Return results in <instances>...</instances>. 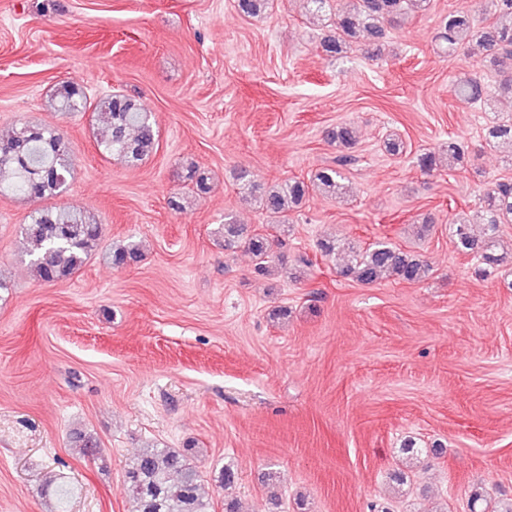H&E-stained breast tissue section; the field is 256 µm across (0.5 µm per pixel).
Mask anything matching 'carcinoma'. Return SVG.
<instances>
[{
    "label": "carcinoma",
    "instance_id": "1",
    "mask_svg": "<svg viewBox=\"0 0 512 512\" xmlns=\"http://www.w3.org/2000/svg\"><path fill=\"white\" fill-rule=\"evenodd\" d=\"M308 13L326 25L329 34L321 42L322 51L339 58L350 43L364 39V52L373 60L381 56L387 28L400 25L412 12L426 9L429 0H354L349 9L334 7V0H305ZM268 7V0H237V8L245 16H257ZM493 16L486 26L477 24L465 8L448 13L442 20L439 39L448 52L469 53L477 45L483 57L498 74L490 88L476 78L460 79L453 84L455 95L479 103L501 114V118L483 128L489 144L512 146V0H488ZM57 112L92 111L94 137L100 154L136 166L157 149L158 130L152 114L137 99L115 92L92 102L79 87L63 83L53 94ZM328 141L351 149L356 144V131L340 125L327 131ZM448 170L462 166L465 146L451 141L446 147ZM75 152L68 137L52 125L23 124L0 134V196L21 195L33 202L63 196L72 177ZM353 158L345 155L335 167H322L310 181L288 179L268 188L244 183L242 193L257 199L267 216L282 227L288 226V213L302 204L314 186L331 198L344 193L342 167ZM416 164L426 175L438 170L440 158L432 151L416 156ZM477 216L487 227L482 236L474 234L472 224L458 217L449 224L456 247L482 260L491 259L496 230L512 223V182H490L478 189ZM224 249L243 243L258 266L267 263L271 244L260 232L244 233V225L229 214L224 216ZM102 237V224L88 210L70 204L41 206L20 225L22 253L36 278L59 284L70 279L95 253ZM108 263L116 267L131 266L141 261L139 245L133 241L104 252ZM341 273L363 284H375L384 278L418 283L429 277L430 266L386 241L366 247H350L349 259ZM75 447L83 454H97V440L87 434L73 437ZM124 491L133 502V512H212L211 499L202 487V479L192 463L189 449L145 448L128 464Z\"/></svg>",
    "mask_w": 512,
    "mask_h": 512
}]
</instances>
